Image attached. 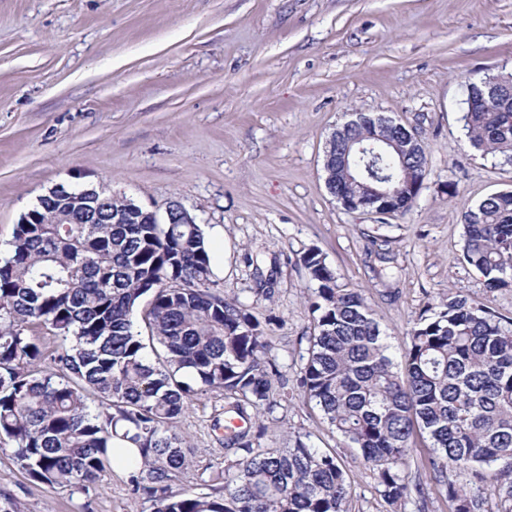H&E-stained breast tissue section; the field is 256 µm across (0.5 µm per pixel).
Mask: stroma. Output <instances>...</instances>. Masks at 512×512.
<instances>
[{
    "instance_id": "35a3bbf8",
    "label": "stroma",
    "mask_w": 512,
    "mask_h": 512,
    "mask_svg": "<svg viewBox=\"0 0 512 512\" xmlns=\"http://www.w3.org/2000/svg\"><path fill=\"white\" fill-rule=\"evenodd\" d=\"M512 72V0H0V257L15 224L57 187L106 189L163 214L179 201L213 254L216 291L266 326L271 409L249 424L264 447L303 440L335 453L348 512H395L376 477L303 396L311 318L302 254L319 249L361 291L399 354L418 316L451 293L512 317L463 259L462 214L512 190V164L464 136L465 83ZM350 112L419 132L428 176L413 210L379 219L328 193L327 139ZM459 194L448 196V182ZM267 292H259V282ZM223 393L186 411L185 485L222 489ZM416 438L409 476L425 499L396 512H452ZM20 512H151L128 472L88 490L31 480L0 445V504Z\"/></svg>"
}]
</instances>
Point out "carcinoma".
Returning a JSON list of instances; mask_svg holds the SVG:
<instances>
[{"mask_svg": "<svg viewBox=\"0 0 512 512\" xmlns=\"http://www.w3.org/2000/svg\"><path fill=\"white\" fill-rule=\"evenodd\" d=\"M466 84L464 127L469 145L512 162V74ZM362 135L335 141L329 166L345 200L361 195L365 164L395 185L403 180L388 147L349 172L336 152ZM407 195L382 205V216L405 215L428 175L420 150L405 159ZM97 223H86L88 215ZM14 226L0 258V442L14 445L25 473L50 489L84 490L112 467V438L141 450L127 460L135 490L153 512H345L351 484L336 454L297 440L292 448H254L249 431L224 438L245 455L224 469V493L173 489L190 466V445L176 424L191 403L222 391L242 419L270 400L269 340L246 305L211 291L212 257L198 224L182 223L175 204L161 224L132 200L91 190L77 204L60 190ZM466 262L490 289L512 287V190L493 194L463 215ZM315 284L313 331L300 381L345 448L361 452L377 492L398 506L423 489L408 468L417 434L430 441L425 466L442 483L453 512H512V317L456 294L422 314L393 359L361 292L339 276L317 248L301 258ZM40 321L56 331L54 348L25 334ZM149 340L158 345L146 357ZM50 359L55 369H44ZM190 373L196 386L180 377ZM96 398L99 410H90ZM467 471L470 486L453 474Z\"/></svg>", "mask_w": 512, "mask_h": 512, "instance_id": "cac0c4a2", "label": "carcinoma"}]
</instances>
